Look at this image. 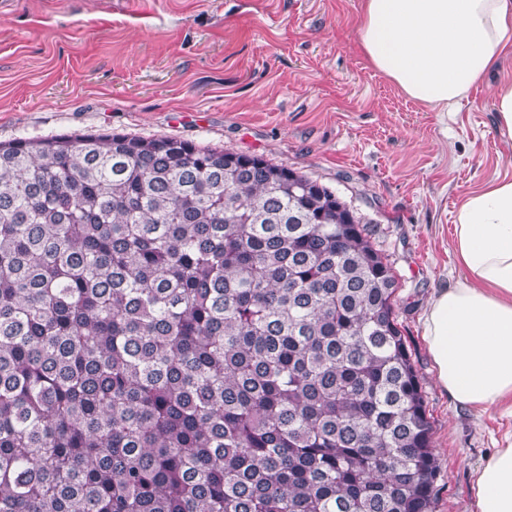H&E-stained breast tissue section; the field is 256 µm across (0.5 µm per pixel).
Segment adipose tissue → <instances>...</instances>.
<instances>
[{
  "label": "adipose tissue",
  "mask_w": 512,
  "mask_h": 512,
  "mask_svg": "<svg viewBox=\"0 0 512 512\" xmlns=\"http://www.w3.org/2000/svg\"><path fill=\"white\" fill-rule=\"evenodd\" d=\"M360 47L407 97L434 111H459L490 75L499 134L512 140V0H362ZM464 271L436 289L423 336L436 380L462 408L512 403V177L470 193L454 224ZM475 512H512V444L474 474Z\"/></svg>",
  "instance_id": "obj_1"
}]
</instances>
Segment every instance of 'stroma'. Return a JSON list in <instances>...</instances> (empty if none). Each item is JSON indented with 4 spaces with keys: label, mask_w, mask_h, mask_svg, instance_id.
Returning <instances> with one entry per match:
<instances>
[{
    "label": "stroma",
    "mask_w": 512,
    "mask_h": 512,
    "mask_svg": "<svg viewBox=\"0 0 512 512\" xmlns=\"http://www.w3.org/2000/svg\"><path fill=\"white\" fill-rule=\"evenodd\" d=\"M361 0H0V142L79 132L177 138L307 173L371 218L434 425V512H474L472 473L512 442L501 408L457 407L423 336L458 273L463 199L512 176L493 87L453 118L403 95L359 46Z\"/></svg>",
    "instance_id": "stroma-1"
}]
</instances>
